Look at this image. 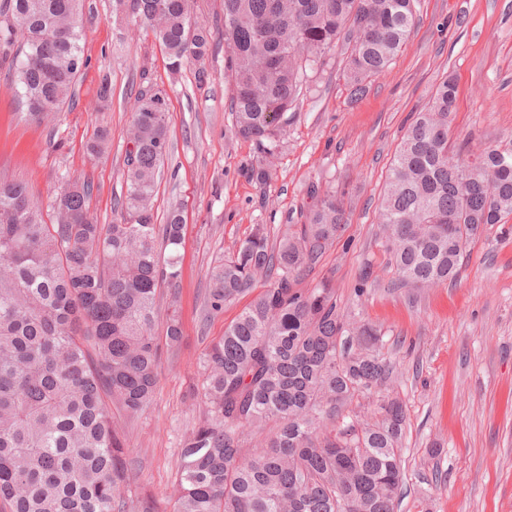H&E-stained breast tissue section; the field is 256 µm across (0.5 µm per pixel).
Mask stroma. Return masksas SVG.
I'll use <instances>...</instances> for the list:
<instances>
[{
    "mask_svg": "<svg viewBox=\"0 0 512 512\" xmlns=\"http://www.w3.org/2000/svg\"><path fill=\"white\" fill-rule=\"evenodd\" d=\"M84 8L92 18L82 41L86 64L73 100L48 120H18L13 72L0 64V179L26 182L44 208L61 186L88 181L91 213L111 223L138 92L150 84L169 99L170 154L156 217L165 220L174 206L185 217L183 339L177 355L164 359L148 406L123 423L128 491L172 505L179 444L200 414L193 396L200 358L241 309L206 312L210 267L254 225L275 233L300 223L307 188L320 181L348 189L347 223L306 284L331 278L340 307L382 333L381 352L394 366L386 389L407 413L397 512H512V219L470 243L454 284L421 289L392 287L376 224L389 163L446 74L459 83L455 140L474 152L512 148V0H416L404 49L356 101L340 51L329 53L309 75L275 174L262 188L241 172L258 158L254 145L230 134L223 51L209 57L201 83L194 66L170 69L149 29L116 21V0H84ZM104 77L112 101L103 110L97 87ZM100 125L110 141L93 160L84 144Z\"/></svg>",
    "mask_w": 512,
    "mask_h": 512,
    "instance_id": "1",
    "label": "stroma"
}]
</instances>
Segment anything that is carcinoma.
<instances>
[{
	"mask_svg": "<svg viewBox=\"0 0 512 512\" xmlns=\"http://www.w3.org/2000/svg\"><path fill=\"white\" fill-rule=\"evenodd\" d=\"M414 2L224 0L231 134L260 154L245 178L271 181L307 71L341 48L359 99L408 39ZM126 16L152 31L171 69L194 63L207 80L215 37L193 20L192 0H127ZM85 23L82 0H0V47L15 52L25 120L71 98ZM457 95L450 74L415 114L377 206L382 248L405 286L455 282L478 230L512 216V149L470 158L449 145ZM168 112L161 91L137 96L110 224L90 214L86 182L56 197L48 222L26 184L0 181V512H161L153 497L125 494L112 407L142 412L162 352L182 341L175 294L164 342L154 335L159 287L181 277L185 231L178 209L155 223ZM108 141L97 129L87 156ZM303 217L274 240L256 225L209 273L210 312L251 299L203 354V409L180 442L173 512H396L402 404L385 396L371 422L343 414L393 374L378 332L341 310L329 279L303 287L344 227L345 193L310 184ZM246 431L259 448L245 447Z\"/></svg>",
	"mask_w": 512,
	"mask_h": 512,
	"instance_id": "cac0c4a2",
	"label": "carcinoma"
}]
</instances>
